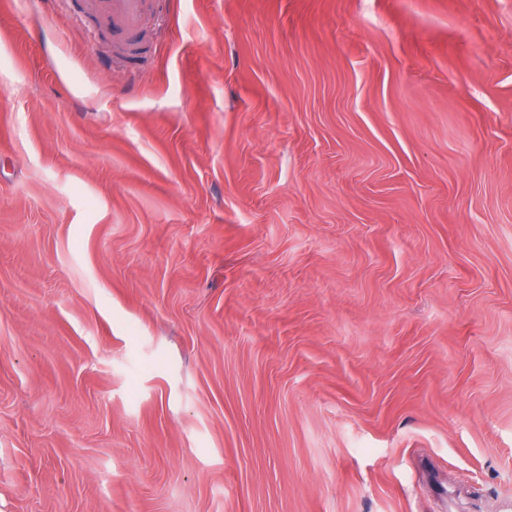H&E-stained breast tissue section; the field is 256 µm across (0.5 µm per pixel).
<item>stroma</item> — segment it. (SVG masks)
<instances>
[{"instance_id":"1","label":"stroma","mask_w":512,"mask_h":512,"mask_svg":"<svg viewBox=\"0 0 512 512\" xmlns=\"http://www.w3.org/2000/svg\"><path fill=\"white\" fill-rule=\"evenodd\" d=\"M0 0V512L512 501V0ZM112 26L121 30L127 41H134L144 17L152 13L156 0H95Z\"/></svg>"}]
</instances>
